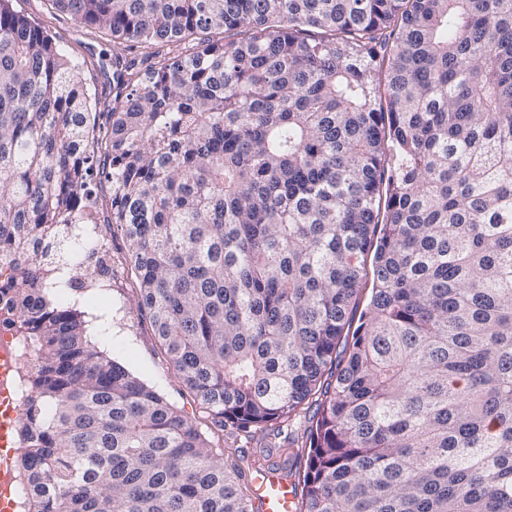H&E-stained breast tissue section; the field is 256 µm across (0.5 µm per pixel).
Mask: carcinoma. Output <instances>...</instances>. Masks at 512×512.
<instances>
[{
    "label": "carcinoma",
    "instance_id": "carcinoma-1",
    "mask_svg": "<svg viewBox=\"0 0 512 512\" xmlns=\"http://www.w3.org/2000/svg\"><path fill=\"white\" fill-rule=\"evenodd\" d=\"M48 2L112 97L0 0L25 512H258L63 304L112 287L101 224L215 426L311 420L292 512H512V0ZM12 3L16 10L31 20L48 25L52 33L63 38L65 45L76 47L86 57L90 58L93 54L97 60L99 55H105L104 53L107 57H112V40L91 34L77 26L68 15L59 14L56 18H51L46 12L43 0H17ZM76 40L83 43L81 48L76 44Z\"/></svg>",
    "mask_w": 512,
    "mask_h": 512
}]
</instances>
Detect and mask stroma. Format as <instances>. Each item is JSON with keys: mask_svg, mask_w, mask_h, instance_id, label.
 <instances>
[{"mask_svg": "<svg viewBox=\"0 0 512 512\" xmlns=\"http://www.w3.org/2000/svg\"><path fill=\"white\" fill-rule=\"evenodd\" d=\"M16 10L31 20L46 24L52 33L63 38L68 46H80L84 55H102L112 51L110 39L91 34L79 27L70 16L55 17L46 12L43 0H15ZM112 246V287L101 293L98 302H90L75 294L64 302L83 312L91 338L107 355L124 365L148 385L153 386L171 404L190 417L197 428L210 438L225 457H233L241 440L231 431L217 430L211 416L202 409L185 388L181 378L168 361L148 321L136 310L137 283L127 262L125 239L103 228Z\"/></svg>", "mask_w": 512, "mask_h": 512, "instance_id": "obj_1", "label": "stroma"}]
</instances>
